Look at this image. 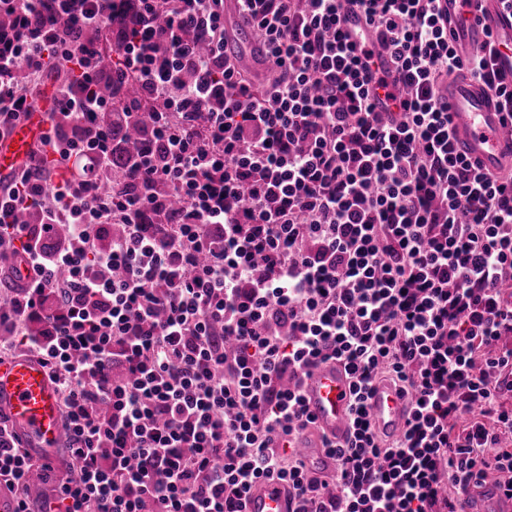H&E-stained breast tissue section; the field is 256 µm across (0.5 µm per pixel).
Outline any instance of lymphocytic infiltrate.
I'll return each instance as SVG.
<instances>
[{
	"instance_id": "obj_1",
	"label": "lymphocytic infiltrate",
	"mask_w": 512,
	"mask_h": 512,
	"mask_svg": "<svg viewBox=\"0 0 512 512\" xmlns=\"http://www.w3.org/2000/svg\"><path fill=\"white\" fill-rule=\"evenodd\" d=\"M237 2L266 84L225 57L224 0H0V131L36 107L33 77L60 73L0 186V250L26 264L0 285V358L47 367L69 455L34 500L35 459L0 422V486L15 512H243L263 479L288 485L291 512H462L491 472L512 496V174L457 151L440 94L467 77L512 116L499 49L461 53L448 0H354L355 34L341 0ZM113 53L139 99L100 97L90 65ZM145 110L139 193L103 189L102 114ZM331 360L351 432L323 443L327 481L294 447L314 426L302 380ZM382 380L408 402L390 439L366 405Z\"/></svg>"
}]
</instances>
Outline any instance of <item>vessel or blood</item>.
Returning <instances> with one entry per match:
<instances>
[{
    "instance_id": "1",
    "label": "vessel or blood",
    "mask_w": 512,
    "mask_h": 512,
    "mask_svg": "<svg viewBox=\"0 0 512 512\" xmlns=\"http://www.w3.org/2000/svg\"><path fill=\"white\" fill-rule=\"evenodd\" d=\"M466 13L467 49L481 48L495 38L504 49L498 67L512 82V14L499 0H448V18ZM224 54L236 66L265 76L269 73L265 44L252 36V25L238 11L236 0L224 3ZM448 108L454 137L461 151L486 170L512 168V129L503 126V114L491 95L473 80L448 83ZM44 127L40 114L0 133V173L26 164ZM302 394L315 421L313 433L302 436L297 448L311 473L324 469L329 459L321 441H345L350 432V379L343 365L330 361L315 368L302 384ZM369 415L384 434H399L407 419V404L391 383H377L367 401ZM0 417L19 434L23 447L52 449L62 437L58 392L46 367L31 356L0 360ZM288 491L276 480H263L251 488L245 512H288ZM464 512H512V497L492 481L472 485L464 496Z\"/></svg>"
}]
</instances>
